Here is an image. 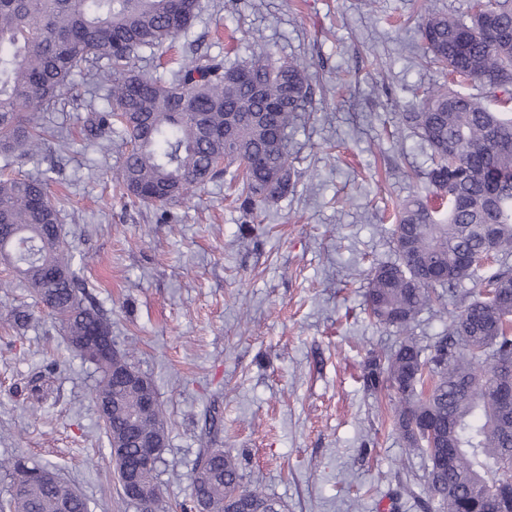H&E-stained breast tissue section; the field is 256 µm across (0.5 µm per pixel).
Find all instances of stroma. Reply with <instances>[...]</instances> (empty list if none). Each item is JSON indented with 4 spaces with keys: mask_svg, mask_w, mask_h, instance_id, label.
<instances>
[{
    "mask_svg": "<svg viewBox=\"0 0 512 512\" xmlns=\"http://www.w3.org/2000/svg\"><path fill=\"white\" fill-rule=\"evenodd\" d=\"M199 4L189 29L134 68L168 80L193 46L228 65L260 49L308 62L313 109L290 135L296 185L276 207L242 209L220 176L177 204L131 202L112 183L122 136L101 153L86 110L70 107L38 116L68 130L67 146L0 157V174L48 182L116 347L135 346L168 427L158 482L170 504L189 500L208 434L288 512H425L429 461L406 452L393 403L363 385L369 351L400 340L365 313L366 271L396 258L386 214L428 194L430 150L399 122L443 80L417 33L424 7L464 15L474 0ZM95 380L44 313L21 336L0 322V458L49 465L90 512H129Z\"/></svg>",
    "mask_w": 512,
    "mask_h": 512,
    "instance_id": "1",
    "label": "stroma"
}]
</instances>
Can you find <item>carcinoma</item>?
I'll use <instances>...</instances> for the list:
<instances>
[{"label":"carcinoma","instance_id":"obj_1","mask_svg":"<svg viewBox=\"0 0 512 512\" xmlns=\"http://www.w3.org/2000/svg\"><path fill=\"white\" fill-rule=\"evenodd\" d=\"M199 0H0V155L19 160L40 151L36 114L65 109L73 77L91 79L85 108L88 136H126L129 149L112 172L122 195L140 203L166 190L163 203L187 199L193 188L237 165L244 205L270 208L294 188L288 127L312 110V75L304 61L278 63L267 52L226 66L195 55L162 81L140 74L133 61L146 48L173 40L198 17ZM430 60L460 82H475L490 105L447 84L427 88L399 123L415 129L431 150L426 180L436 205L419 198L396 206L397 259L368 274L366 307L403 340L370 353L364 386L395 402L394 428L410 452L429 460L426 485L437 512H512V410L497 389L512 388V0H485L466 16L426 9L419 26ZM508 94L497 97L498 92ZM107 106L98 110L94 101ZM0 234L11 237L20 286L63 329L69 347L98 373L92 390L106 413L116 467L134 468L138 448L127 422L155 404L145 430L167 440V426L149 377L119 353L110 319L86 292L62 233L60 209L42 180L0 178ZM481 272L478 289L461 283ZM458 304L448 328L428 344L413 336L420 313ZM31 313L18 305L6 321L24 329ZM102 349H78L85 336ZM120 366L141 383L115 388ZM432 435L418 436L423 419ZM9 478L0 512H59V491L37 475L46 466L0 459ZM240 500L252 512H286V505L246 486L237 458L222 448L200 450L192 469L190 504L229 512ZM137 512H171L157 490Z\"/></svg>","mask_w":512,"mask_h":512}]
</instances>
